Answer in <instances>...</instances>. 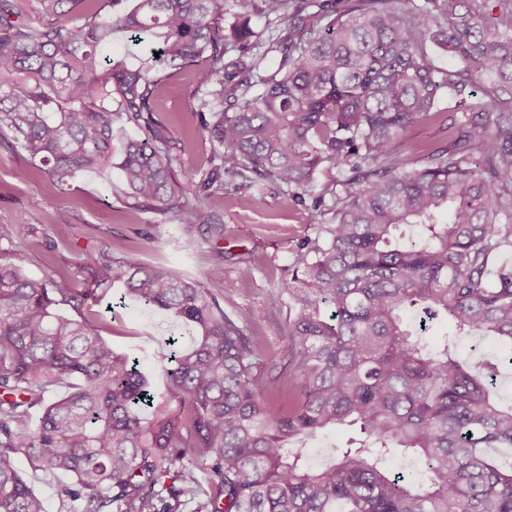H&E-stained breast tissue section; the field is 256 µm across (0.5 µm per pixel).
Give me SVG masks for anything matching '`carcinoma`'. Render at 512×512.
I'll return each mask as SVG.
<instances>
[{"label": "carcinoma", "instance_id": "obj_1", "mask_svg": "<svg viewBox=\"0 0 512 512\" xmlns=\"http://www.w3.org/2000/svg\"><path fill=\"white\" fill-rule=\"evenodd\" d=\"M29 2L36 20L0 0V131L56 187L112 168L132 124L125 194L185 247L217 249L211 200L255 178L312 197L317 236L279 288L289 362L268 376L264 338L197 280L103 244L79 289L23 271V219L1 230L0 512H46L18 455L73 479L69 512H512V461L493 454L512 448L499 359L456 353L462 337L512 345V0ZM117 35L157 48L114 62ZM163 69L190 72L189 138L213 146L188 190L154 117ZM422 124L448 137L415 142L418 166L404 147ZM116 282L196 332L159 404L101 336L93 306ZM434 320L450 335L432 352L419 333ZM341 426L360 437L311 464L307 445ZM395 448L426 482L383 465Z\"/></svg>", "mask_w": 512, "mask_h": 512}]
</instances>
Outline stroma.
Instances as JSON below:
<instances>
[{
	"mask_svg": "<svg viewBox=\"0 0 512 512\" xmlns=\"http://www.w3.org/2000/svg\"><path fill=\"white\" fill-rule=\"evenodd\" d=\"M193 90V80L184 72L169 79L158 101V117L168 125L172 140L186 146L175 166L181 188L187 172L198 168L212 151L210 143L187 142ZM10 140L9 132L0 133V227H9L20 216L31 225L32 232L21 245L28 274H76L78 261H91L104 243L133 260L165 262L220 295L226 309L247 313L273 349L274 368L287 366L288 307L276 290L287 279L303 244L315 238L316 229L307 206L291 201L279 183L247 182L215 199V207L224 213V256L219 259L209 248L185 249L179 224L159 222L153 212L133 208L121 192L119 169L79 176L63 192L42 179L24 178L31 163L23 150L10 148ZM60 224L70 227L64 242L55 234ZM122 293V285L117 284L104 297L112 306L104 338L115 351L138 357L151 386L163 391L161 367L167 341L175 336L189 342V329L174 316L123 298ZM16 465L45 500L48 512H68L69 502L58 494L63 476L35 470L22 457Z\"/></svg>",
	"mask_w": 512,
	"mask_h": 512,
	"instance_id": "stroma-1",
	"label": "stroma"
}]
</instances>
